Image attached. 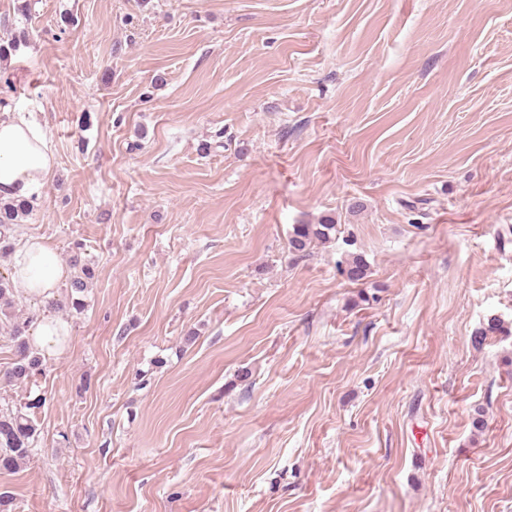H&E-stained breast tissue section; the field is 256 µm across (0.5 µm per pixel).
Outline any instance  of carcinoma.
I'll return each mask as SVG.
<instances>
[{"instance_id":"obj_1","label":"carcinoma","mask_w":512,"mask_h":512,"mask_svg":"<svg viewBox=\"0 0 512 512\" xmlns=\"http://www.w3.org/2000/svg\"><path fill=\"white\" fill-rule=\"evenodd\" d=\"M32 211L28 203L0 201V264L8 265L16 246L12 225L19 223ZM336 230V224L325 218L317 224H297L290 238L292 252L303 254L315 240H327ZM73 268L77 272L66 284L69 310L80 313L84 310V297L89 281L95 276L93 264L82 257L84 244L75 241L71 247ZM368 267L361 258H355L344 270L346 277L358 282L367 277ZM35 312L16 307L15 286L10 276L0 272V329L8 335L13 350V362L3 373V380L10 385H27L45 373L44 358L33 353L26 336ZM6 406L0 408V471L14 472L30 460L32 447L38 436V428L30 416L29 409Z\"/></svg>"}]
</instances>
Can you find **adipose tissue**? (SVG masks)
I'll use <instances>...</instances> for the list:
<instances>
[{"instance_id":"1","label":"adipose tissue","mask_w":512,"mask_h":512,"mask_svg":"<svg viewBox=\"0 0 512 512\" xmlns=\"http://www.w3.org/2000/svg\"><path fill=\"white\" fill-rule=\"evenodd\" d=\"M54 166L55 157L40 123L14 113L0 114V199L39 200ZM10 268L23 295L44 307L30 333L33 349L45 357L61 353L67 325L49 311L68 277L58 251L44 238L28 237L13 253Z\"/></svg>"}]
</instances>
